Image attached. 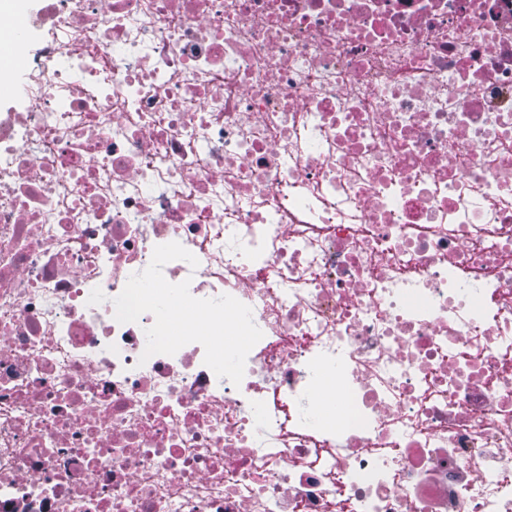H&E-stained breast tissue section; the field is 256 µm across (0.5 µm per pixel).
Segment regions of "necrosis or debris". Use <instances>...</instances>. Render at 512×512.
Returning a JSON list of instances; mask_svg holds the SVG:
<instances>
[{
	"instance_id": "obj_1",
	"label": "necrosis or debris",
	"mask_w": 512,
	"mask_h": 512,
	"mask_svg": "<svg viewBox=\"0 0 512 512\" xmlns=\"http://www.w3.org/2000/svg\"><path fill=\"white\" fill-rule=\"evenodd\" d=\"M0 512H512V0H0ZM252 310L144 357L153 249Z\"/></svg>"
}]
</instances>
